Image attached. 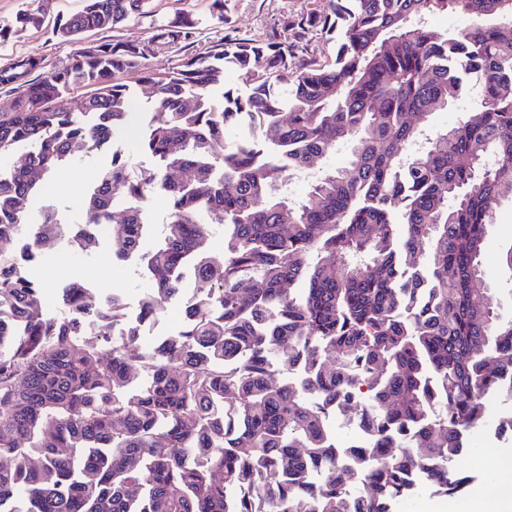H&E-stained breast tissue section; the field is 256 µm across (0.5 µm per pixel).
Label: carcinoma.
Segmentation results:
<instances>
[{
  "mask_svg": "<svg viewBox=\"0 0 512 512\" xmlns=\"http://www.w3.org/2000/svg\"><path fill=\"white\" fill-rule=\"evenodd\" d=\"M149 2L84 0L53 31L77 41L145 14ZM437 13L471 25L435 35L424 19ZM43 19L30 0L0 25V42ZM291 26L340 33L334 62L309 66L293 45L229 34L156 72L150 44L99 42L0 110V152L26 147L0 178V241L25 237L23 251L0 253V503L395 512L418 471L442 495L468 481L450 465L485 423V392L512 374V323L485 303L480 265L495 204L512 200V0H328ZM192 28L179 12L164 34ZM261 62L280 86L255 73ZM38 69L24 58L0 70V84ZM227 70L248 90L226 86ZM131 74L153 103L139 149L154 165L137 174L112 149L131 114L122 81ZM470 75L480 111L417 144V121L447 108ZM230 124L247 135L220 154ZM341 142L345 167L314 177L301 199L282 193L288 172ZM100 150L111 162L102 187L82 194L83 212L112 225L118 256L150 281L145 312L161 314L184 269L196 273L200 299L184 327L148 354L123 324L118 294L73 281L50 315L47 287L25 271L66 230L52 214L26 226L14 216L76 154ZM154 190L172 211L145 250L142 203ZM115 193L126 201L119 210ZM212 224L224 227L219 259L208 254ZM70 242L80 253L97 244L82 227ZM88 314L118 332L106 363L105 337L81 331ZM357 401L379 447L353 457L326 419ZM316 468L320 483L307 480Z\"/></svg>",
  "mask_w": 512,
  "mask_h": 512,
  "instance_id": "carcinoma-1",
  "label": "carcinoma"
}]
</instances>
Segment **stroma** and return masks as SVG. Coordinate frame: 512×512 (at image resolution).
Instances as JSON below:
<instances>
[{
	"label": "stroma",
	"instance_id": "stroma-1",
	"mask_svg": "<svg viewBox=\"0 0 512 512\" xmlns=\"http://www.w3.org/2000/svg\"><path fill=\"white\" fill-rule=\"evenodd\" d=\"M325 3L326 0H224V12L219 15L213 11L211 0H152L149 13L112 28L86 32L83 41L87 44L104 40L151 42L153 55L149 66L164 70L178 65L185 57L202 56L216 49L231 29L247 38L272 37L288 44L300 43L302 58L324 65L335 59V40L315 30L297 38L285 21L301 11L323 8ZM82 6V0H44L47 19L43 26L0 44V69L26 56L40 59L46 70L67 66L77 46L54 34L52 20L61 14L76 13ZM178 12L189 13L194 20L189 36L174 42L158 37L160 25ZM149 110V90L147 86L137 85L134 126L116 141L134 171L153 165L152 158L138 151L135 143L136 132L144 128ZM110 160L111 155L105 150L80 155L54 175L50 206L61 225L68 227L81 219L80 195L73 189V179H80L82 189L89 188L92 177L107 167ZM497 210L498 221L488 228L481 261L491 287L489 303L502 320L509 321L512 320V270L503 263L502 255L512 247V204L500 203ZM116 249L112 241L99 243L89 254L59 247L30 264L31 277L49 290V314L60 312L58 293L75 280L90 282L104 296L118 292L133 303L141 299L147 283L134 263L116 257ZM497 453L512 458V436L466 446L454 467L461 474L473 477L475 487L479 488L496 480L498 470L493 456Z\"/></svg>",
	"mask_w": 512,
	"mask_h": 512
}]
</instances>
